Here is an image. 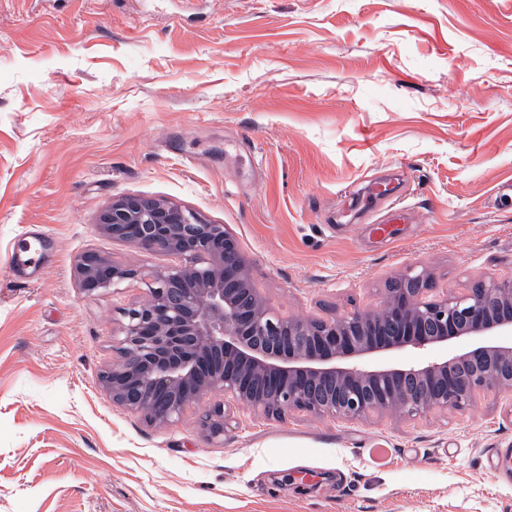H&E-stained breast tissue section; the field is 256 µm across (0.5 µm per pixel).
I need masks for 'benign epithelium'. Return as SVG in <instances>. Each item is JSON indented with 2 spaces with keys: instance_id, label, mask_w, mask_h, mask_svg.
Returning <instances> with one entry per match:
<instances>
[{
  "instance_id": "obj_1",
  "label": "benign epithelium",
  "mask_w": 512,
  "mask_h": 512,
  "mask_svg": "<svg viewBox=\"0 0 512 512\" xmlns=\"http://www.w3.org/2000/svg\"><path fill=\"white\" fill-rule=\"evenodd\" d=\"M95 227L173 258L145 271L91 250L76 263L89 295L146 281L148 299L124 312L121 360L99 379L115 405L150 425L179 421L208 390L280 420L398 412L408 422L512 393V272L486 273L455 295L435 292L428 270L411 266L388 280L380 308L295 318L264 303L228 228L193 210L126 196ZM225 424L223 403L201 422L213 439Z\"/></svg>"
}]
</instances>
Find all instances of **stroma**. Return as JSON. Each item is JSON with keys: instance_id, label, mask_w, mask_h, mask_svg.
<instances>
[{"instance_id": "obj_1", "label": "stroma", "mask_w": 512, "mask_h": 512, "mask_svg": "<svg viewBox=\"0 0 512 512\" xmlns=\"http://www.w3.org/2000/svg\"><path fill=\"white\" fill-rule=\"evenodd\" d=\"M510 182L512 0H0V512H512V396L334 422L211 391L152 427L99 381L146 287L75 271L168 264L94 226L136 195L226 225L288 316L378 306L411 265L461 293L512 271ZM46 235L43 231L27 230L20 238L18 249L12 253V263L20 270L34 269L38 254L46 249ZM226 424L225 404L217 403L202 419L201 426L210 438L223 439Z\"/></svg>"}]
</instances>
